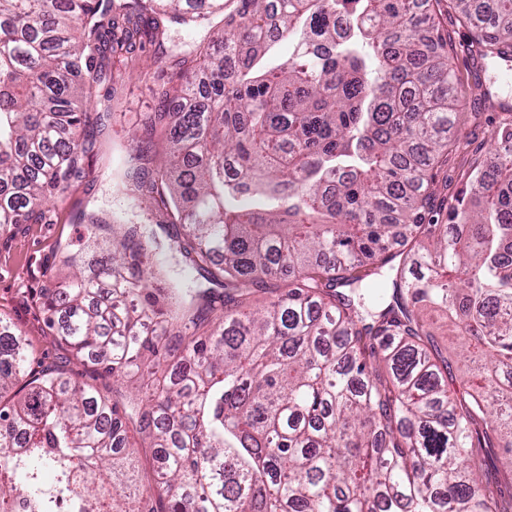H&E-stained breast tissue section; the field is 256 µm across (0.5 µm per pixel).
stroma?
<instances>
[{"label":"stroma","mask_w":512,"mask_h":512,"mask_svg":"<svg viewBox=\"0 0 512 512\" xmlns=\"http://www.w3.org/2000/svg\"><path fill=\"white\" fill-rule=\"evenodd\" d=\"M434 12L441 30L448 36L460 89L456 140L448 156V178L435 180L432 186L441 197L460 190L468 167L489 157L494 128L499 122L512 120V84L500 80L499 66H485L476 59L472 52L474 34L462 22L451 0H442ZM187 38L185 27L166 22L161 34L139 52V68L134 72L126 69L119 58L105 57L104 65L112 74V82L107 87L98 86L97 92L110 94L111 99L104 118V133L91 162V175L59 199L57 223L26 224L12 234L0 231V314L21 331L38 363L61 366L72 371L79 381L99 388L105 385V378L75 365L69 352L53 343L34 301L45 285L69 275V268L61 262L62 252H82L87 274L93 277L99 273L100 255L87 249L86 227L72 219L77 210L94 209L121 217L128 224L154 228L155 220L145 203L117 193L114 183L133 136L140 132L143 117L154 106L153 87L168 79L169 71L158 63V56ZM156 259L163 273L152 281L149 292L159 308H168L172 288L189 292L201 284L196 271L176 263L168 252H158Z\"/></svg>","instance_id":"obj_1"}]
</instances>
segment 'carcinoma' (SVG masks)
<instances>
[{
  "instance_id": "cac0c4a2",
  "label": "carcinoma",
  "mask_w": 512,
  "mask_h": 512,
  "mask_svg": "<svg viewBox=\"0 0 512 512\" xmlns=\"http://www.w3.org/2000/svg\"><path fill=\"white\" fill-rule=\"evenodd\" d=\"M181 2L0 0V227L56 221L49 203L92 173L105 53L170 19L204 35L172 60L116 192L149 203L185 266L224 278L210 336H194L209 288L142 332L156 263L121 224L100 277L42 289L55 342L94 373L152 379L145 398L31 369L0 315V512H512V486L483 483L487 449L512 448V123L437 203L458 92L431 11L190 0L181 17ZM454 2L479 58L511 60L512 0ZM283 41L292 52L267 64ZM75 220L99 246L105 219ZM285 274L292 288L253 307ZM428 309L474 364L456 387ZM175 349L179 380L157 378ZM131 431L152 460L134 496Z\"/></svg>"
}]
</instances>
